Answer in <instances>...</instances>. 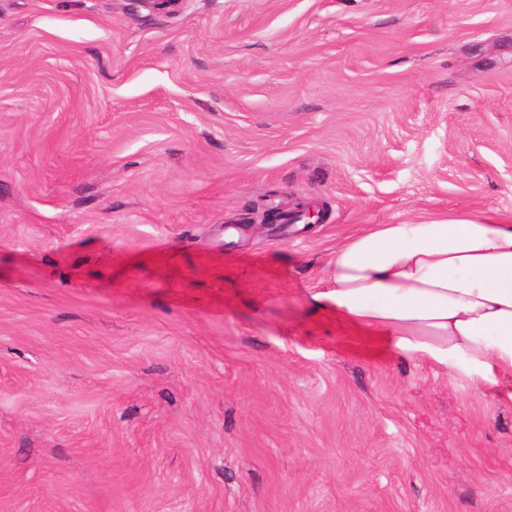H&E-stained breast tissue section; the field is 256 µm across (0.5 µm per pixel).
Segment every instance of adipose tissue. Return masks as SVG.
Masks as SVG:
<instances>
[{
  "label": "adipose tissue",
  "mask_w": 512,
  "mask_h": 512,
  "mask_svg": "<svg viewBox=\"0 0 512 512\" xmlns=\"http://www.w3.org/2000/svg\"><path fill=\"white\" fill-rule=\"evenodd\" d=\"M315 294L352 324L475 383L512 382V217L372 224L348 236Z\"/></svg>",
  "instance_id": "obj_1"
}]
</instances>
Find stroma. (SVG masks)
<instances>
[{
    "label": "stroma",
    "mask_w": 512,
    "mask_h": 512,
    "mask_svg": "<svg viewBox=\"0 0 512 512\" xmlns=\"http://www.w3.org/2000/svg\"><path fill=\"white\" fill-rule=\"evenodd\" d=\"M459 211L512 216V0H0V512H512L504 389L312 299Z\"/></svg>",
    "instance_id": "obj_1"
}]
</instances>
